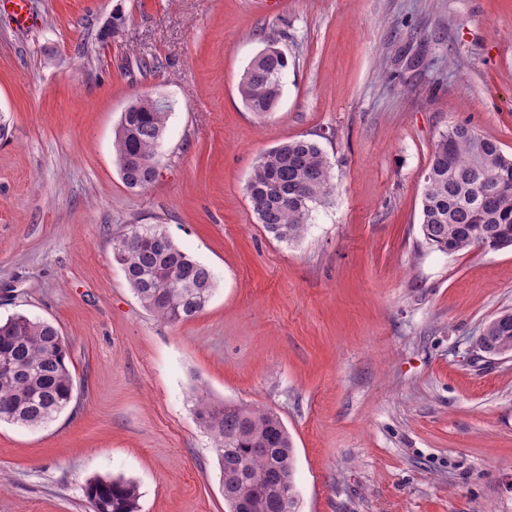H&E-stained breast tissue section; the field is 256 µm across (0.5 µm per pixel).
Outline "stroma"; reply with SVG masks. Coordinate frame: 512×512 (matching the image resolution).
I'll return each instance as SVG.
<instances>
[{
  "label": "stroma",
  "mask_w": 512,
  "mask_h": 512,
  "mask_svg": "<svg viewBox=\"0 0 512 512\" xmlns=\"http://www.w3.org/2000/svg\"><path fill=\"white\" fill-rule=\"evenodd\" d=\"M31 6L25 30L0 9V318L52 322L75 389L44 426L0 422V512H91L98 476L134 481L140 512H224L197 386L280 415L299 512H512V358L475 346L512 311V247L446 254L420 226L448 126L512 154V0ZM270 38L289 67L260 118L237 85ZM145 96L172 112L156 181L132 190L114 130ZM292 138L319 144L337 189L286 244L246 185ZM131 224L212 269L197 317L141 306L112 260Z\"/></svg>",
  "instance_id": "1"
}]
</instances>
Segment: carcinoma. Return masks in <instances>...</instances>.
I'll return each instance as SVG.
<instances>
[{"label": "carcinoma", "mask_w": 512, "mask_h": 512, "mask_svg": "<svg viewBox=\"0 0 512 512\" xmlns=\"http://www.w3.org/2000/svg\"><path fill=\"white\" fill-rule=\"evenodd\" d=\"M288 71L283 53H258L238 84L243 105L258 116L274 111ZM169 112L143 98L122 112L114 148L122 181L145 189L155 180ZM421 202V231L432 248L454 253L469 247L499 250L512 245V155L496 140L466 124H454L434 144ZM334 191L332 165L311 140L287 139L256 161L246 186L257 223L274 239L293 243L311 212ZM139 243L131 245L128 237ZM118 264L142 306L160 320L178 324L197 316L211 299L215 278L209 266L181 250L160 224H133L113 238ZM478 341L489 351H512V312L490 320ZM10 368L0 373V421L38 427L64 411L74 398L63 336L50 322L16 314L0 321V354ZM197 423L219 454L227 512L249 503L248 512H299L294 483V446L272 410L194 398ZM93 512H139L138 485L99 477L87 483Z\"/></svg>", "instance_id": "carcinoma-1"}]
</instances>
